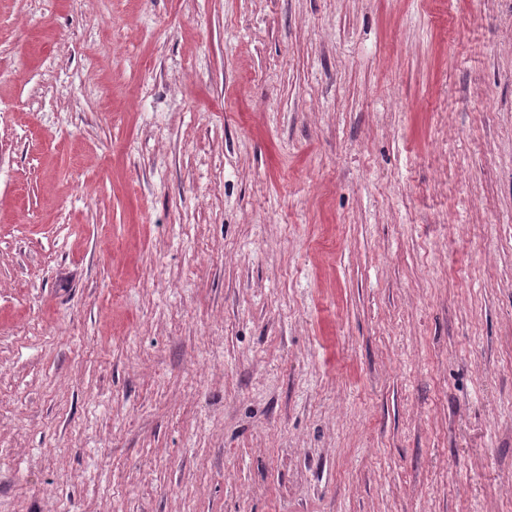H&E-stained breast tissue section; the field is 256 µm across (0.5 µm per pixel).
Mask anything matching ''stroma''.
Instances as JSON below:
<instances>
[{"instance_id":"1","label":"stroma","mask_w":512,"mask_h":512,"mask_svg":"<svg viewBox=\"0 0 512 512\" xmlns=\"http://www.w3.org/2000/svg\"><path fill=\"white\" fill-rule=\"evenodd\" d=\"M0 512H512V0H0Z\"/></svg>"}]
</instances>
